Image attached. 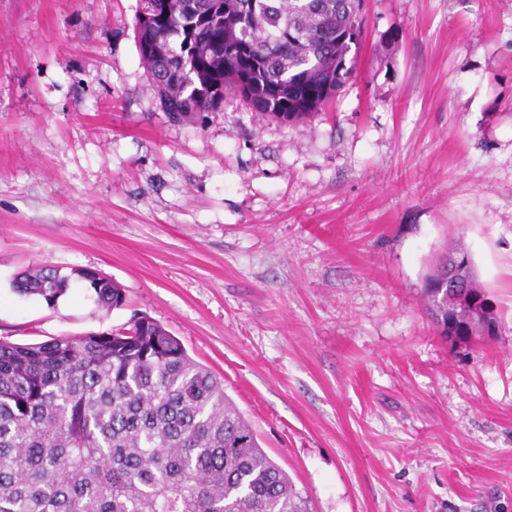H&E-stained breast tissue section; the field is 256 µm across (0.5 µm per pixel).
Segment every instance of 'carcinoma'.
Returning <instances> with one entry per match:
<instances>
[{"mask_svg": "<svg viewBox=\"0 0 512 512\" xmlns=\"http://www.w3.org/2000/svg\"><path fill=\"white\" fill-rule=\"evenodd\" d=\"M364 0H139L140 51L167 118L184 122L240 98L262 116L311 121L355 70ZM99 306L124 289L87 269ZM70 276L21 272L14 288L53 306ZM427 276L442 336L498 325L486 290L453 297ZM0 512H312L224 382L158 321L36 344L0 338Z\"/></svg>", "mask_w": 512, "mask_h": 512, "instance_id": "1", "label": "carcinoma"}]
</instances>
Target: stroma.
<instances>
[{
	"label": "stroma",
	"instance_id": "1",
	"mask_svg": "<svg viewBox=\"0 0 512 512\" xmlns=\"http://www.w3.org/2000/svg\"><path fill=\"white\" fill-rule=\"evenodd\" d=\"M138 6L0 0V338L146 314L313 512H512V0H365L355 77L299 125L241 99L169 121ZM450 250L497 335L426 311ZM44 265L126 303L13 289ZM71 275L86 282L96 295V302L106 309L125 304L124 289L112 280L87 269H74L70 275L61 274L59 268L41 266L21 272L14 281V288L23 294L39 295L49 306H54L69 286Z\"/></svg>",
	"mask_w": 512,
	"mask_h": 512
}]
</instances>
